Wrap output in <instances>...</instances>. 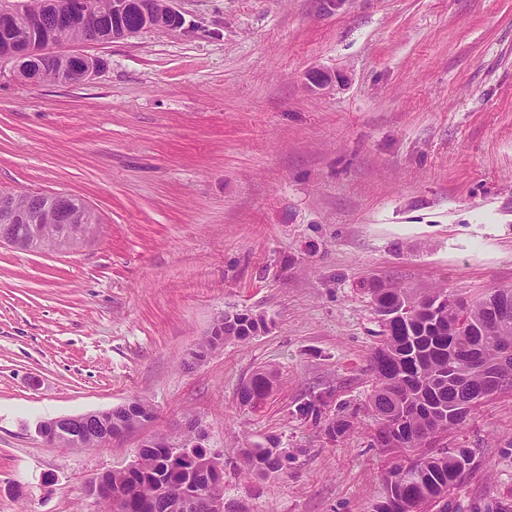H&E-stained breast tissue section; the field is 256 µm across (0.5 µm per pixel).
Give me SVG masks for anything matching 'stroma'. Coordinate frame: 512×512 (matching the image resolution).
<instances>
[{
  "mask_svg": "<svg viewBox=\"0 0 512 512\" xmlns=\"http://www.w3.org/2000/svg\"><path fill=\"white\" fill-rule=\"evenodd\" d=\"M173 6L181 28L70 45L104 61L79 84L0 63V191L102 222L69 251L0 246V512H103L86 483L191 421L235 512H373L421 451L374 439L367 282L512 286V0ZM227 313L265 326L193 361ZM262 369L270 396L243 405ZM135 399L153 419L97 448L35 431ZM435 444L471 460L422 512H512V390ZM271 445L286 470L244 474ZM273 374L268 371H256L240 388V401L243 405L256 406L270 395Z\"/></svg>",
  "mask_w": 512,
  "mask_h": 512,
  "instance_id": "1",
  "label": "stroma"
}]
</instances>
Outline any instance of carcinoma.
<instances>
[{
    "label": "carcinoma",
    "instance_id": "obj_1",
    "mask_svg": "<svg viewBox=\"0 0 512 512\" xmlns=\"http://www.w3.org/2000/svg\"><path fill=\"white\" fill-rule=\"evenodd\" d=\"M39 20L48 21L41 0H31L20 24ZM63 229L62 224L41 225L40 245H54ZM367 290L383 326V340L373 356L375 387L369 406L385 447H423L429 409L438 408L447 418L442 427L446 431L460 426L481 402L500 392L495 380L472 371L473 359L493 364L500 375H512V319L498 321L491 309L495 299L512 298V286L493 288L470 301L463 315L448 309L446 288L419 296L377 280ZM261 326V319L240 315L237 321L224 324V340L246 341ZM272 384V373L255 372L240 388L241 403H263ZM115 416L122 420V428L112 434L118 438L141 424V419H152L153 412L146 402L134 401ZM175 445L166 436H155L142 449L136 475L112 472V495L126 496L123 512H167L166 486L205 479L199 470L205 450L186 448L174 460ZM241 460L247 473L268 476L283 470L288 453L276 447L245 448ZM469 461L465 448H439L398 465L385 481L386 494L376 512H418L422 504L442 498L460 481Z\"/></svg>",
    "mask_w": 512,
    "mask_h": 512
}]
</instances>
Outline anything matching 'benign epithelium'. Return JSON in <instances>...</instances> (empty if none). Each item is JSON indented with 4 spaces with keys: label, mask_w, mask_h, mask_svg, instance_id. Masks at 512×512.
<instances>
[{
    "label": "benign epithelium",
    "mask_w": 512,
    "mask_h": 512,
    "mask_svg": "<svg viewBox=\"0 0 512 512\" xmlns=\"http://www.w3.org/2000/svg\"><path fill=\"white\" fill-rule=\"evenodd\" d=\"M173 0H110L112 29L94 31L80 38L82 42H106L110 39L122 40L135 35V32L120 24L123 15L138 8L144 15V28L156 31H170L182 26V17L172 6ZM96 8L93 0H45V10L56 14L58 26L45 27L33 33L18 32L16 22L18 12L0 11V43L7 49L5 60L12 63L14 70L25 80L41 83L45 80L41 59L50 55V49L62 43L59 31L62 28L82 30L89 14ZM60 67L55 74L58 83L82 81L100 70L101 59L82 54L59 55ZM29 224L36 230L39 224H70V235L55 245L59 250L74 249L94 239L100 232L101 224L95 212L86 204H81L68 194H55L47 203L33 197L26 208L18 207L12 194L0 193V245H8L14 240L16 225ZM97 421V431L102 442L112 440V410L89 412L83 416H60L37 423L36 432L40 435L51 433L67 441L74 447L81 446V439L74 433L73 424L80 418ZM202 472L207 480L192 489L180 488L172 491L171 508L175 512H211L213 508L224 506V462L216 455L208 453L202 461ZM85 492L98 499L112 496V481L105 473L86 486Z\"/></svg>",
    "instance_id": "7a95c632"
}]
</instances>
